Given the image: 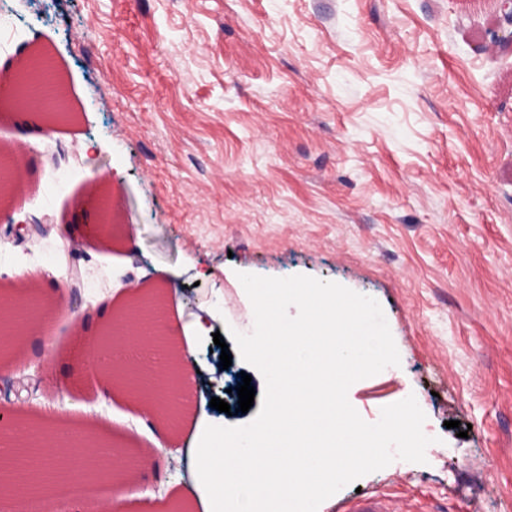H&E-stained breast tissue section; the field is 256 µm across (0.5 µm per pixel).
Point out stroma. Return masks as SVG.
Listing matches in <instances>:
<instances>
[{
	"instance_id": "1",
	"label": "stroma",
	"mask_w": 512,
	"mask_h": 512,
	"mask_svg": "<svg viewBox=\"0 0 512 512\" xmlns=\"http://www.w3.org/2000/svg\"><path fill=\"white\" fill-rule=\"evenodd\" d=\"M0 70L34 46L54 58L73 118L28 130L0 99V153L19 155L31 202L0 223V287L43 298L77 247L82 303L57 333L26 332L0 373V409L108 436L136 462L109 484L125 512H198L181 459L197 423L227 415L250 374L221 368L212 334L254 325L238 273L304 274L381 305L399 366L355 382L367 422L415 396L425 463L393 461L358 492L398 512H512V52L483 51L466 0H15ZM112 182L105 235L93 197ZM165 292L191 346L193 399L168 439L121 391L103 396L83 346L134 288ZM468 425L458 437L447 421Z\"/></svg>"
}]
</instances>
